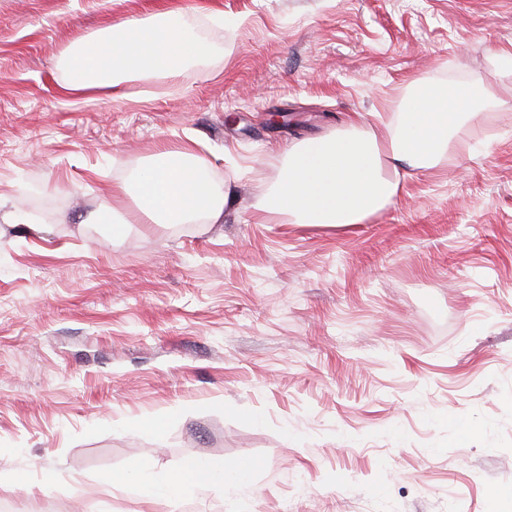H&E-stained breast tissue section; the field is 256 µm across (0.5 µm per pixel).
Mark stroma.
I'll return each instance as SVG.
<instances>
[{"label": "stroma", "instance_id": "stroma-1", "mask_svg": "<svg viewBox=\"0 0 512 512\" xmlns=\"http://www.w3.org/2000/svg\"><path fill=\"white\" fill-rule=\"evenodd\" d=\"M163 10L194 27L202 62L64 93L73 42ZM503 48L512 0H0V196L28 218L0 223V498L167 512L102 478L251 459L250 483L177 512H512ZM414 78L496 101L434 167L391 171L397 193L361 223L261 210L289 146L353 113L397 127ZM162 142L234 190L223 223L80 222L129 214L112 185ZM157 416L159 436L143 425Z\"/></svg>", "mask_w": 512, "mask_h": 512}]
</instances>
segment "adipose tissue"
I'll return each instance as SVG.
<instances>
[{
    "mask_svg": "<svg viewBox=\"0 0 512 512\" xmlns=\"http://www.w3.org/2000/svg\"><path fill=\"white\" fill-rule=\"evenodd\" d=\"M205 53L204 43L177 12L152 21L122 19L71 48L65 57L69 77L64 89L80 95L115 88L131 78L173 77L184 65L201 61ZM479 109L472 91H447L426 79L416 81L397 130L366 132L353 117L342 131L292 146L273 193L261 208L286 216L293 224L361 223L397 191L385 172L386 162L410 169L434 165L452 151L454 132L466 115ZM204 165L190 147L162 145L150 163L113 185L112 194L132 196L137 213L156 224H220L234 195L207 181ZM256 468L253 462L224 466L195 460L166 478L143 467L113 472L109 482L137 500L171 508L189 492L238 487Z\"/></svg>",
    "mask_w": 512,
    "mask_h": 512,
    "instance_id": "ef3b65f1",
    "label": "adipose tissue"
}]
</instances>
